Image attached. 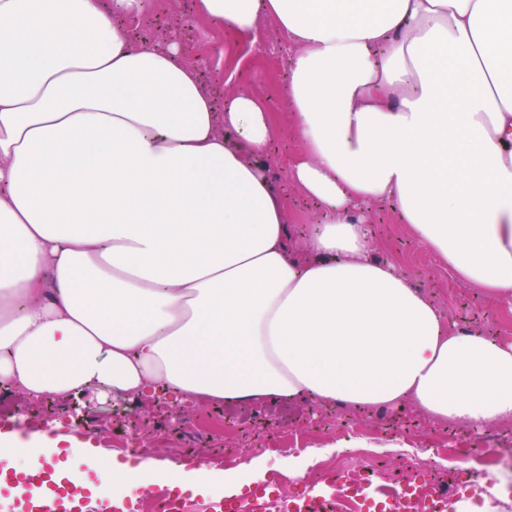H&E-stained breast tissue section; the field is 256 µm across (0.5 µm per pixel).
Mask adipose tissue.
<instances>
[{"label":"adipose tissue","instance_id":"obj_1","mask_svg":"<svg viewBox=\"0 0 512 512\" xmlns=\"http://www.w3.org/2000/svg\"><path fill=\"white\" fill-rule=\"evenodd\" d=\"M151 7L0 0V385L511 419L512 345L447 324L360 208L393 201L458 277L512 299V0H201L288 39V179L323 209L301 236L260 162L268 112L244 93L216 112L176 42L112 22ZM56 451L5 435L0 467ZM71 451L116 497L231 496L266 472Z\"/></svg>","mask_w":512,"mask_h":512}]
</instances>
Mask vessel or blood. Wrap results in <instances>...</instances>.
<instances>
[{
    "mask_svg": "<svg viewBox=\"0 0 512 512\" xmlns=\"http://www.w3.org/2000/svg\"><path fill=\"white\" fill-rule=\"evenodd\" d=\"M0 491L9 496L8 512H135L129 500H89L85 490L57 477L43 461L24 475L0 470Z\"/></svg>",
    "mask_w": 512,
    "mask_h": 512,
    "instance_id": "b4317fda",
    "label": "vessel or blood"
}]
</instances>
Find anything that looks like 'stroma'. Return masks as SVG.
<instances>
[{"mask_svg":"<svg viewBox=\"0 0 512 512\" xmlns=\"http://www.w3.org/2000/svg\"><path fill=\"white\" fill-rule=\"evenodd\" d=\"M125 26L136 27L144 38L170 36L176 40L181 55L196 62L213 93L216 105L239 90L250 93L268 112L278 128L270 145V165L277 185L297 224L310 225L320 211L286 178L289 165L299 154V145L287 127L288 66L284 38L274 21H267L259 35L264 51H256L250 40L238 37L230 28H212L198 11H186L181 0H155L149 18L126 17ZM365 222L377 244V257L394 263L407 274L413 286L423 291L442 314L457 315L484 334L498 337L502 344H512V301L482 298L474 288L451 276L437 257L424 247L403 224L387 203H371L363 208ZM82 402L88 414L89 428L67 424L55 417L57 407ZM288 420L281 426L261 423L248 429H225L214 404L199 402L175 407L168 400L113 392L110 387H92L83 394L51 396L44 400L22 391L0 387V433L25 421L19 430L27 440L36 432L50 437L73 434L104 456L124 458L127 451L158 461H179L182 454L200 457L216 448L223 449L234 463H242V449H267L266 470L276 480V490L290 494L300 486L301 478L286 473V458L312 455L306 470L313 494L329 493L321 472L349 463L351 469L366 466L371 457H379L377 485L388 491L396 477L411 476L427 468L437 469L442 482L455 487L460 481L458 465L449 458L447 424L434 421L411 404L387 411L377 418L369 410H353L342 416L325 402L300 396L289 402ZM350 421L368 445L357 455L343 457L337 450L338 432L343 421ZM141 431L139 442L119 448L113 442L127 423ZM287 439L289 456L275 454L280 439Z\"/></svg>","mask_w":512,"mask_h":512,"instance_id":"1","label":"stroma"}]
</instances>
